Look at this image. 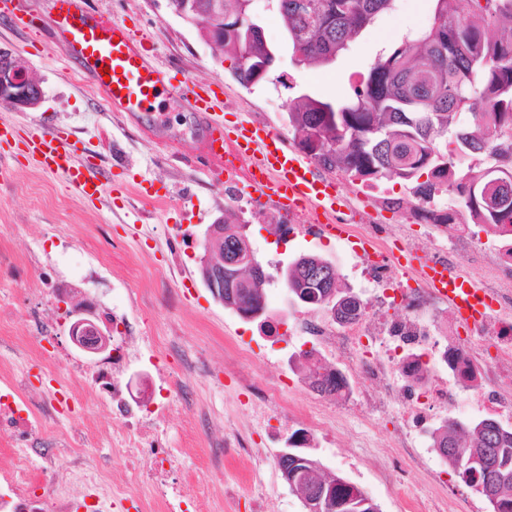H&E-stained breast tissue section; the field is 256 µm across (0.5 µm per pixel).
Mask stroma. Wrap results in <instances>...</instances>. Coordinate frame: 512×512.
Listing matches in <instances>:
<instances>
[{
  "instance_id": "1",
  "label": "stroma",
  "mask_w": 512,
  "mask_h": 512,
  "mask_svg": "<svg viewBox=\"0 0 512 512\" xmlns=\"http://www.w3.org/2000/svg\"><path fill=\"white\" fill-rule=\"evenodd\" d=\"M88 6L91 13L149 34L150 60L222 93L230 103L223 112L225 128L252 121L283 133L290 143L294 136L284 117L297 87L323 98L349 97L358 75L367 73L379 55L431 23L434 0H394L392 9L381 13L334 63L315 69L293 64L279 17L265 10V38L278 60L268 80L251 88L234 79L232 57L174 16L167 0H88ZM0 47L25 59L45 92L34 109L0 106V120L24 129L65 130L79 155L103 171L105 183L102 202L87 204L63 177L46 174L18 151L0 155V390L25 380L29 387L22 396L33 413H40L55 388L69 396L72 408L69 417L48 422L45 447L33 459L35 469L68 459L76 438L88 450L87 461L112 468L117 477L147 467L143 460H125L111 395H97L90 378L70 376L55 364L65 358L95 368L96 358L76 349L69 338V310L90 298L98 316L125 321L134 336L130 349L137 358L122 377L124 401L151 397L163 402L159 388L181 376L183 357L205 362L207 372L197 378L182 414L158 428L161 447L175 451L173 478L190 510L202 500L207 512H302L279 469L240 457L233 449L236 429L249 421L247 379L272 382L285 374L295 384L293 417L258 443L259 454L281 451L301 416L317 409L332 417L336 440L311 448V455L332 473L343 458L352 459L357 465L354 484L379 512H406L407 490L418 496L420 512H490L487 501L456 473H449L447 486L430 484L425 469L441 466V458L433 453L426 466L414 465L393 446L391 420L362 427L335 397L309 391L302 339L284 334L270 340L257 324L216 300L199 275L207 225L220 219L247 225L249 247L271 275L266 306L280 316L292 307L284 281L275 274L277 264L301 254L320 256L335 264L346 289L355 263L347 241L306 228L278 234L284 215L271 202L255 213L237 207L228 187L186 163V156H201L205 150L199 118L182 105L165 100L133 121L107 111L85 73L63 57L53 40L0 20ZM328 176L373 223L391 225L395 240L413 238L430 248L447 238V225L412 215L407 182L385 181L372 191L341 171ZM49 303L59 311L46 321V338L38 343L36 323ZM243 339L263 345L258 364L236 363L235 347ZM201 412L222 426L219 437L208 438L198 426ZM257 488L267 499L256 511L252 493Z\"/></svg>"
}]
</instances>
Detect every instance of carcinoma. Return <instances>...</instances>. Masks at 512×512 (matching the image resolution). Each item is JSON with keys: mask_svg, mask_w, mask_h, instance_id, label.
Wrapping results in <instances>:
<instances>
[{"mask_svg": "<svg viewBox=\"0 0 512 512\" xmlns=\"http://www.w3.org/2000/svg\"><path fill=\"white\" fill-rule=\"evenodd\" d=\"M228 16L250 15L244 0H207ZM394 0H271L282 19L288 46L305 67H324L346 51ZM457 0H435L432 24L379 56L360 75L353 97L325 100L302 92L290 101L286 122L298 143L325 150L314 155L328 170H341L367 186L384 180L413 183L424 205L414 215L434 224L457 218L473 224L512 225V0H470L461 14ZM243 28L224 30L222 48L234 61V77L254 85V67L266 54ZM470 114L469 125L460 116ZM425 181H420L421 177ZM453 195L460 210L438 215L426 207L437 193ZM329 266L315 255L297 262L299 276L286 287L328 295L333 282L311 275ZM240 303H264L263 282L242 289ZM432 447L471 488L512 476V430L490 418L449 420ZM489 456L493 469L467 461ZM332 512H379L358 487L336 475L325 486ZM491 512H512V480L495 486Z\"/></svg>", "mask_w": 512, "mask_h": 512, "instance_id": "carcinoma-1", "label": "carcinoma"}]
</instances>
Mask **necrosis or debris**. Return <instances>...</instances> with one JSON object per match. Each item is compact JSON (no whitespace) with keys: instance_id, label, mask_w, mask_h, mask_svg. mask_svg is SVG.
I'll list each match as a JSON object with an SVG mask.
<instances>
[{"instance_id":"1","label":"necrosis or debris","mask_w":512,"mask_h":512,"mask_svg":"<svg viewBox=\"0 0 512 512\" xmlns=\"http://www.w3.org/2000/svg\"><path fill=\"white\" fill-rule=\"evenodd\" d=\"M453 230L434 257L457 265L470 256L483 265L484 286L496 300L480 324L481 334L496 350L493 369H484L481 349L470 337L449 335V328L459 327L460 322L447 302L431 289L402 280L379 251L359 255L353 266L361 288L362 310L356 318L340 322L327 314H306L296 322L299 334L335 356L341 380L338 397L345 410L358 414L367 426L375 418L393 416V443L415 460L420 457V444L429 440L439 414L447 409L473 408L512 421V393L497 387L502 379H512V285L498 275L501 267L512 266V235L497 234L492 240L475 242L467 225H454ZM133 361L124 337H113L111 358L92 375L98 393L117 388ZM59 403L58 397H51L42 415L30 418L24 416L18 398L0 397V430L8 428L15 434L9 481L20 497L28 488L42 485L38 512H73L75 508L52 469L40 475L33 471L32 451L27 447L29 441L42 438L46 419ZM167 411L165 405L151 408L143 402L137 410L120 411L116 421L125 457H147L149 468L132 473L130 481L122 484L105 470H79L94 512H113L135 484L150 490L148 512H182L181 491L168 479L171 456L159 451L153 438L156 423Z\"/></svg>"}]
</instances>
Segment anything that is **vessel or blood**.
I'll return each mask as SVG.
<instances>
[{
	"instance_id": "1",
	"label": "vessel or blood",
	"mask_w": 512,
	"mask_h": 512,
	"mask_svg": "<svg viewBox=\"0 0 512 512\" xmlns=\"http://www.w3.org/2000/svg\"><path fill=\"white\" fill-rule=\"evenodd\" d=\"M56 15L48 34L58 42L64 56L76 61L101 95L105 106L128 116L147 111L161 97L187 103L202 115L207 152L201 164L215 179L224 173V126L218 118V95L208 89L176 79L171 70L153 64L147 55L146 35L126 23L94 17L86 0H54ZM0 17L30 29L35 17L25 0H0ZM240 151L260 173L253 190L261 199H275L281 209L305 208L321 215L326 232L343 233L335 221L345 205L334 180L321 174L307 156L288 147L279 133L268 126L242 122L234 131ZM20 140L25 156L46 173L60 175L85 201L101 199L104 184L93 165L76 161L74 145L59 128L36 129L17 137L13 127H0V145ZM405 273L421 284L446 295L459 318L479 324L491 300L481 284L461 268L448 267L402 250L394 257Z\"/></svg>"
}]
</instances>
